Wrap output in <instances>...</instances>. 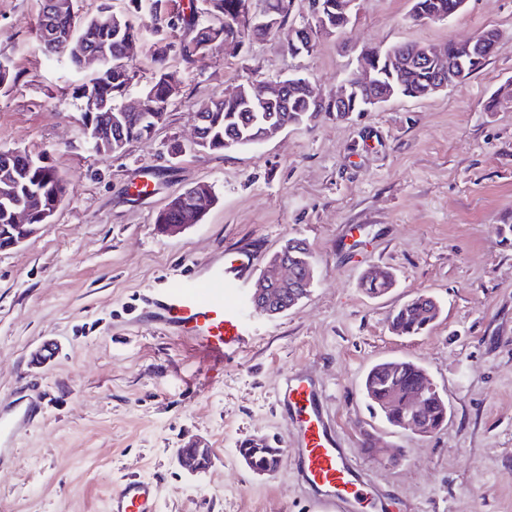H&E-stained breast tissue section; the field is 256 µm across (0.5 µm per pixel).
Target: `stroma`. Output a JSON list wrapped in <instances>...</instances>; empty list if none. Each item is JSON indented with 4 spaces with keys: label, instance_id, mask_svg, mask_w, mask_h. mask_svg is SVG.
I'll return each mask as SVG.
<instances>
[{
    "label": "stroma",
    "instance_id": "1",
    "mask_svg": "<svg viewBox=\"0 0 512 512\" xmlns=\"http://www.w3.org/2000/svg\"><path fill=\"white\" fill-rule=\"evenodd\" d=\"M412 0H360L338 37L310 53L288 32L247 39L185 65L172 33L167 67L177 80L166 119L123 153L89 150L76 123L75 84L93 76L46 59L40 0H0V60L18 78L0 87V150L40 156L65 180L52 223L0 251V416L27 405L40 421L0 451V512H110L130 479L158 487L157 512H320L301 484L294 429L277 401L289 372L313 378L342 448L371 484L381 512H512V111L486 104L512 81V0H468L445 22L415 21ZM141 37L133 93L156 63L148 14L131 13ZM493 30L502 50L465 83L425 99L395 98L350 119L321 113L256 146L200 152L194 114L248 78H306L334 92L363 46L437 44ZM149 183L148 194L135 187ZM212 187L216 201L180 234L156 217L179 192ZM290 237L312 252L308 298L254 332L223 371L205 373L190 340L151 321L152 291L200 271L241 245L260 261ZM396 283L373 298L369 268ZM434 297L438 320L399 336L389 313ZM52 345L43 362L35 355ZM384 360L421 366L448 404L433 436L401 432L362 395ZM281 449L278 469L257 475L240 441ZM393 448L398 463L366 455L362 440ZM210 448L202 474L176 453Z\"/></svg>",
    "mask_w": 512,
    "mask_h": 512
}]
</instances>
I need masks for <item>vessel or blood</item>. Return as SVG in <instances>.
Here are the masks:
<instances>
[{
    "label": "vessel or blood",
    "mask_w": 512,
    "mask_h": 512,
    "mask_svg": "<svg viewBox=\"0 0 512 512\" xmlns=\"http://www.w3.org/2000/svg\"><path fill=\"white\" fill-rule=\"evenodd\" d=\"M255 261V251L242 248L230 264L207 263L199 273L155 290L156 320L190 339L211 370L235 358L251 334L246 281ZM280 400L296 433L303 486L327 512H353L368 503L360 472L341 448L315 382L303 372L289 373ZM156 503V486L132 479L113 493L112 512H156Z\"/></svg>",
    "instance_id": "obj_1"
}]
</instances>
